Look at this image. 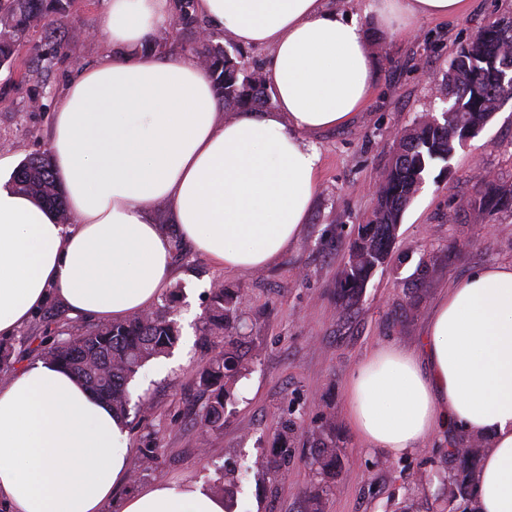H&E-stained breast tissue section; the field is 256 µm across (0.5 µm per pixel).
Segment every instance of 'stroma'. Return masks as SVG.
<instances>
[{"instance_id":"1","label":"stroma","mask_w":512,"mask_h":512,"mask_svg":"<svg viewBox=\"0 0 512 512\" xmlns=\"http://www.w3.org/2000/svg\"><path fill=\"white\" fill-rule=\"evenodd\" d=\"M101 0H76L68 20V54L26 79L0 71V181L22 161L46 152L55 101L74 66L95 61L107 44L78 32L93 26ZM497 17H512V0H470L453 18H424L415 33L375 35L378 62L373 95L349 125L308 134L320 153L319 189L297 243L262 269L224 273L176 240V278L160 295L180 325L171 355L146 363L150 377L133 391L129 411L132 480L114 490L104 512L158 482L212 485L235 482V512H305V493L317 478L309 465L313 435L333 427L342 471L324 512H462L449 508L438 486L416 475L446 470L447 441L429 439L391 458L368 448L349 426L345 388L356 365L375 347L416 346L429 311L443 291L480 266L512 260V207L476 215L487 181L512 185V100L466 145L449 173L429 174L406 209L388 261L359 298L345 303L338 277L359 225L368 223L376 189L403 132L448 102L446 74L461 46ZM241 292L239 338L249 373L221 427L202 433L198 422L209 395L195 373L208 355L200 346L212 289ZM57 299H49L0 349L24 360L43 359L58 330L77 333ZM146 411H138V404ZM156 451L144 461L142 451Z\"/></svg>"}]
</instances>
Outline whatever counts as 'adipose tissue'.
<instances>
[{"label":"adipose tissue","instance_id":"adipose-tissue-1","mask_svg":"<svg viewBox=\"0 0 512 512\" xmlns=\"http://www.w3.org/2000/svg\"><path fill=\"white\" fill-rule=\"evenodd\" d=\"M469 0H372L378 27L411 31ZM193 16L266 50L273 106L220 119L192 53H150L177 0H104L110 50L66 81L49 144L72 223L0 186V339L54 297L70 318L120 322L151 309L175 276L165 207L183 239L228 272L267 266L292 246L318 191L305 134L350 124L375 59L364 26L331 0H194ZM350 424L401 456L455 430L486 439L473 477L480 512H512V262L456 282L418 348L361 361L346 386ZM126 424L69 371L36 360L0 387V504L9 512H103L130 478ZM119 512H227L199 483L160 482Z\"/></svg>","mask_w":512,"mask_h":512}]
</instances>
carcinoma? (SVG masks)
Masks as SVG:
<instances>
[{
  "label": "carcinoma",
  "mask_w": 512,
  "mask_h": 512,
  "mask_svg": "<svg viewBox=\"0 0 512 512\" xmlns=\"http://www.w3.org/2000/svg\"><path fill=\"white\" fill-rule=\"evenodd\" d=\"M74 0H0V69L11 70L19 51L31 42L33 29L44 26L41 43L35 45V60L51 63L66 55V40L57 34L61 22L68 18ZM467 60L448 68V107L442 121L424 120L407 130L398 142L394 161L383 177L377 192V204L370 221L359 227L350 246L359 261L342 270L339 279L341 296L353 301L372 271L385 264L395 241L403 214L425 182L433 167L448 163L453 157L460 126L476 124L494 111L507 93L498 74L484 64L487 58L512 63V27L485 31L468 43ZM187 51L204 56L215 92L224 103V111L240 112L267 106L269 98L263 78L248 77L240 68V46L224 43V36L211 32L205 44L192 42ZM15 189L52 208L58 219H67L62 193L56 184L50 158L35 155L21 163L13 179ZM512 198V186L494 181L486 184L477 211L493 209L505 197ZM239 295L214 288L205 322V335H224V348L215 352L196 372V383L210 392L211 400L200 420V427L210 431L224 421V411L234 398L237 382L246 371L245 356L238 352L232 336ZM180 328L171 313L151 310L147 316L88 329L75 338L59 340L46 353V360L68 369L90 390L127 417L131 403L129 383L153 359L167 355L177 345ZM310 465L319 477L307 497V512H322L323 496L339 472V448L336 435L319 433ZM486 451L477 438H452L448 441V460L454 467L439 475L438 481L448 490L450 501L463 504L462 512H479L470 483L480 457Z\"/></svg>",
  "instance_id": "1"
}]
</instances>
